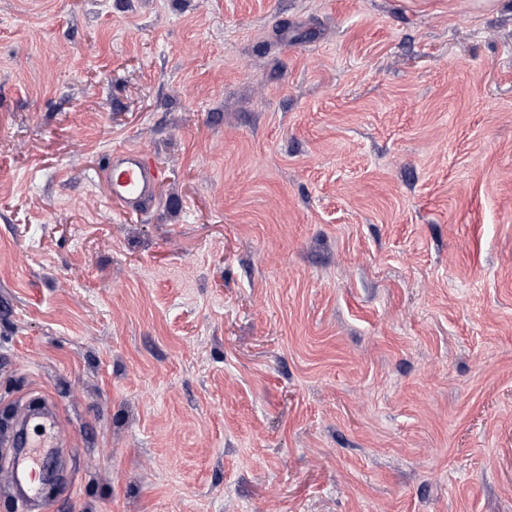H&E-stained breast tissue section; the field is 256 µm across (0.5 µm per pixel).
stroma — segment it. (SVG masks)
Segmentation results:
<instances>
[{"label":"stroma","mask_w":512,"mask_h":512,"mask_svg":"<svg viewBox=\"0 0 512 512\" xmlns=\"http://www.w3.org/2000/svg\"><path fill=\"white\" fill-rule=\"evenodd\" d=\"M36 398L43 512H512V0H0ZM161 171L148 165L141 149L114 150L104 178L112 203L124 211L146 212L157 204V185Z\"/></svg>","instance_id":"35a3bbf8"}]
</instances>
